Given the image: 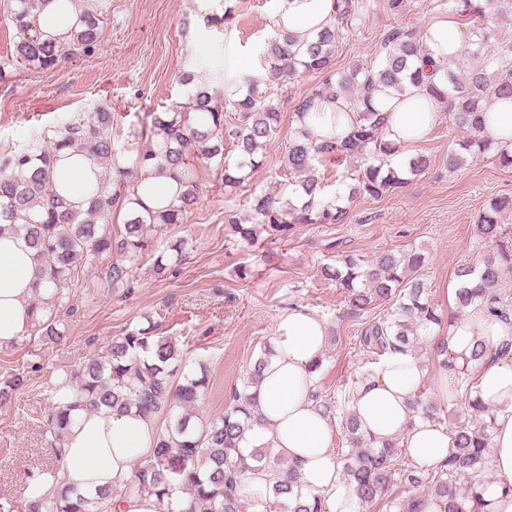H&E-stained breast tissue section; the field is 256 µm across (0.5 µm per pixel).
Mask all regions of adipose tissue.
Returning <instances> with one entry per match:
<instances>
[{
  "label": "adipose tissue",
  "mask_w": 512,
  "mask_h": 512,
  "mask_svg": "<svg viewBox=\"0 0 512 512\" xmlns=\"http://www.w3.org/2000/svg\"><path fill=\"white\" fill-rule=\"evenodd\" d=\"M334 10L333 0H277L276 27L306 39L325 27ZM29 31L40 39L65 42L80 28L72 0H43L29 18ZM468 36L457 16L431 21L423 41L436 63L455 56ZM373 106L384 122L386 141L398 149L392 163L402 166L409 148L425 139L433 125L436 104L426 86L408 87L397 95L384 88L372 92ZM358 118L345 100L322 102L316 111L299 118V125L327 138L348 133ZM98 167L73 152L63 153L53 171L57 193L80 205L95 193ZM187 172L184 168L146 166L133 188L139 208L157 209L174 201ZM42 263L22 232L0 233V347L19 340L32 325L30 300L34 293L51 298L55 287L39 280ZM446 358L461 363L475 340L500 347L512 342V317L503 319L484 308L469 310L452 319L443 335ZM329 341L326 324L302 307L284 312L273 335L274 354L258 386L261 424L247 432L242 448L267 446L285 458L284 472H246L241 493L256 495L274 482L288 478L310 497L321 500L324 512H358L352 485L341 475L334 452L336 426L311 398L320 363ZM474 398L494 410L491 467L497 480L483 494V512H512V354L490 358L474 368ZM453 373L445 367L429 372L411 350L400 347L385 354L375 374L357 388L354 409L363 432L383 441L400 438L411 461L420 466L444 462L453 446V435L438 421L411 418L408 403L429 386L441 394L452 389ZM160 433L155 416L136 410L100 408L79 412L66 438L63 464L56 475L32 478L21 493L23 504L44 498L57 483L82 492L112 491V512H159L156 495L144 492L123 496L119 489L138 469L154 460Z\"/></svg>",
  "instance_id": "obj_1"
}]
</instances>
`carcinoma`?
Wrapping results in <instances>:
<instances>
[{"label":"carcinoma","instance_id":"1","mask_svg":"<svg viewBox=\"0 0 512 512\" xmlns=\"http://www.w3.org/2000/svg\"><path fill=\"white\" fill-rule=\"evenodd\" d=\"M41 0H0V11L19 33L15 45L18 63L34 70H49L76 54L88 55L97 47L107 12V0H82L75 5L83 28L66 44L25 36L26 18ZM367 0H334L335 16L310 42L300 44L291 34L275 33L261 55L266 74L264 84L248 82L244 94L219 101L205 81L192 72L180 76L186 87L183 101L164 112H151L145 124L150 142L139 145V134L118 142L111 113L103 107L80 123L61 127L48 145L35 138L27 146L0 157V225L19 224L29 245L44 260L55 285L51 300L34 292L31 309L35 314L31 333L51 341L65 339L66 328L59 311L68 300L67 286L105 256L119 259L109 267L112 287L128 283L130 267L148 254L157 274L172 265L157 253L149 241L150 227L180 224L201 200L202 188L193 182L180 192L179 203L160 211L141 212L126 208L130 195L112 188L110 172L119 169L122 158L132 160V168L122 177L155 161L174 167L185 165L190 157L214 164L224 189L244 185L248 175L263 164V151L276 134L281 112L273 97L284 82L312 74L318 83L303 97L298 112L314 110L319 101L342 97L359 112L353 130L342 137L319 138L313 129L295 131L284 156L288 171L284 187L269 192L254 191L244 212L224 216L232 234L248 245L261 237L286 240L303 224H341L346 208L339 205L342 195L324 194L320 168L342 160L357 168L355 182L348 186L347 199L358 196L376 199L402 187L409 178L425 173L430 160L424 154L412 156L404 172L391 165L394 146L384 139L383 123L373 108L370 91L378 82L401 94L407 84H421V71L414 60L426 54L417 31L394 27L382 38V55L369 69L335 68L337 42L342 31L363 14ZM448 10L472 23L471 48L465 54L433 67L440 85L428 84L431 96L448 112L452 125L467 134L458 149L448 153V170L454 171L475 158L490 154L502 168H512V144L495 141L483 130L481 115L498 100H512V46L497 43L499 18L512 17V0H448ZM233 118H226L225 106ZM230 143L234 156H224ZM73 149L90 156L101 171L98 191L84 208L63 201L54 190L53 168L58 155ZM124 211L119 235L108 227L114 211ZM512 212V199L491 201L479 219V231L492 254L477 268L462 265L456 270L459 287L456 304L459 313L483 305L500 317L512 315V298L497 285L503 268L512 269V238L500 224ZM424 263L418 252L396 254L382 251L371 263L346 255L340 264L320 268L324 279L345 289L348 307L357 316L372 304L398 294V306L385 317L367 326L360 339L367 349L385 353L398 346L418 349L420 339L441 324L437 307L413 273ZM270 350L263 351L249 366L241 389L234 391L224 414L202 420L193 407L208 384L204 367L176 379L183 355L175 341L159 335L157 325L134 328L113 341L103 355L87 359L72 374L65 372L54 390L51 407L42 416L57 462H62L66 434L75 410L135 407L144 414L164 417L163 434L156 445L153 463L140 469L129 482V493L152 492L162 500L177 491L181 507L168 506L164 512H242L243 499L238 483L248 470L280 471L287 463L269 448H255L244 454L239 438L260 420L257 387L269 363ZM23 375L0 379V405L10 402L23 384ZM359 381L345 384L340 401L316 386L311 398L325 415L339 419L347 449L341 450L342 477L354 486L358 506L382 498L397 485L424 484L427 492L391 502L397 512H422V503L432 498L444 504V512H480V488L492 482L489 477L492 451V422H461L453 430L454 448L447 460L430 469L403 466L400 440L381 443L360 429L352 402ZM472 372L462 368L455 376L449 401L479 417L488 412L474 401ZM409 411L434 420L441 419L440 408L417 395L408 403ZM262 512H323L322 503L281 480L269 486L264 497L253 502ZM24 512H112V494L99 491L81 493L65 484L53 489L42 501L31 503Z\"/></svg>","mask_w":512,"mask_h":512}]
</instances>
